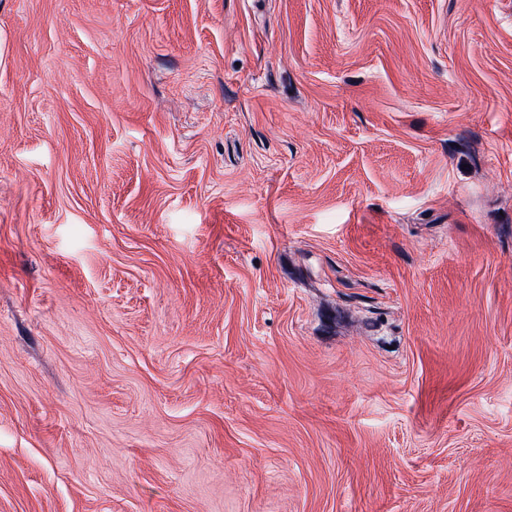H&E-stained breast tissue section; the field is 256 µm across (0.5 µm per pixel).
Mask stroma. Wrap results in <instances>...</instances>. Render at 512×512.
Instances as JSON below:
<instances>
[{"mask_svg":"<svg viewBox=\"0 0 512 512\" xmlns=\"http://www.w3.org/2000/svg\"><path fill=\"white\" fill-rule=\"evenodd\" d=\"M0 512H512V0H0Z\"/></svg>","mask_w":512,"mask_h":512,"instance_id":"stroma-1","label":"stroma"}]
</instances>
